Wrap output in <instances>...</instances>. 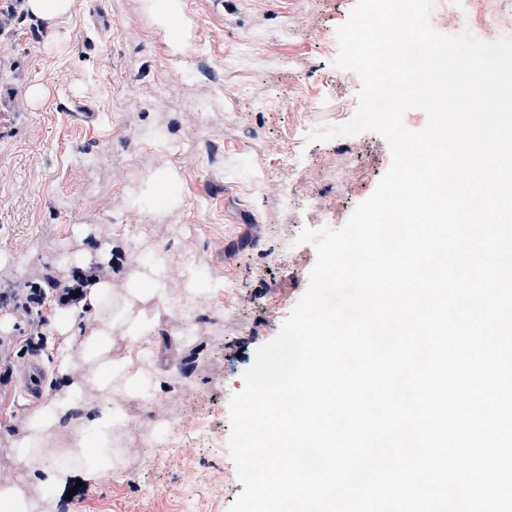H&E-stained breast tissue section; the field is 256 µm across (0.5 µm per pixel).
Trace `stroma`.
Returning <instances> with one entry per match:
<instances>
[{"label": "stroma", "instance_id": "obj_1", "mask_svg": "<svg viewBox=\"0 0 512 512\" xmlns=\"http://www.w3.org/2000/svg\"><path fill=\"white\" fill-rule=\"evenodd\" d=\"M180 3L192 26L180 48L179 29L155 25L149 0H76L65 21L32 16L0 29V289L68 277L62 251L93 254L109 242L116 273L161 253L174 302L156 329L155 387L126 402L116 464L72 496L71 512H227L243 489L228 451L230 398L316 264L314 245L295 238L344 226L392 162L371 131L307 139L357 110L359 76L334 65L336 31L356 0ZM251 33L263 46L239 55ZM34 84L46 90L38 104L27 95ZM307 86L301 112L251 103L262 87L296 96ZM86 110L93 123L82 122ZM342 143L356 157L344 183ZM171 146L178 206L165 213L144 185L167 168ZM288 149L297 157L290 174L276 165ZM192 272L208 286L187 309L179 300ZM228 281L238 287L225 300ZM32 406L0 388V483L20 475L10 441Z\"/></svg>", "mask_w": 512, "mask_h": 512}]
</instances>
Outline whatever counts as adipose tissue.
Segmentation results:
<instances>
[{"mask_svg":"<svg viewBox=\"0 0 512 512\" xmlns=\"http://www.w3.org/2000/svg\"><path fill=\"white\" fill-rule=\"evenodd\" d=\"M168 294V266L156 258L133 271L123 287L103 277L88 286L73 309L56 312L50 333L58 340L56 360L65 382L38 407L27 412L11 455L23 472L20 480L0 484V512H37L39 500L58 502L71 475L97 483L112 469V434L126 426L123 408L108 395L148 396L153 388L155 354L144 343L156 332L158 315L145 306ZM90 313L85 327L76 316ZM92 434L97 448L78 439L63 444L60 461L44 450L65 428Z\"/></svg>","mask_w":512,"mask_h":512,"instance_id":"obj_1","label":"adipose tissue"}]
</instances>
